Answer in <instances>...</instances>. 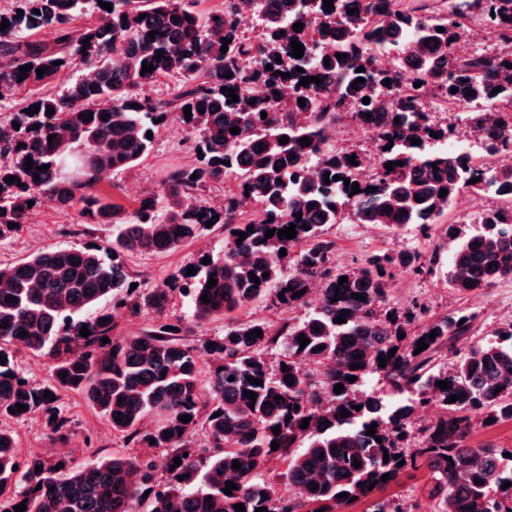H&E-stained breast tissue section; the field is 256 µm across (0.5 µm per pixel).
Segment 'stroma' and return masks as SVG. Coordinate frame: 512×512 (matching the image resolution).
<instances>
[{"label":"stroma","instance_id":"35a3bbf8","mask_svg":"<svg viewBox=\"0 0 512 512\" xmlns=\"http://www.w3.org/2000/svg\"><path fill=\"white\" fill-rule=\"evenodd\" d=\"M192 159L190 137L175 127L162 126L156 129L152 151L145 160L127 172L103 177L96 190L130 212L147 193L161 191L163 176L171 166L187 164ZM466 203L484 209L493 206L495 200L475 195L467 189L461 190L452 201L448 218L442 223L432 225L426 232L411 226L398 235L355 223L351 216H344L340 224L329 230L330 237L336 242L337 262L351 270L363 265L375 253L429 256L434 246L445 242L450 224L463 221L461 207ZM80 209L77 203L62 209L48 199L39 200L20 230L0 242V261L17 260L38 249L78 247L93 239L108 238L110 228L84 223ZM223 243L224 233L218 229L203 234L174 252L135 254L128 257L126 263L131 270L140 272L143 278L158 283L168 274L196 262L205 252L219 250ZM392 272L389 301L393 306L403 308L419 302L429 307L435 316L475 312L480 316L481 332L485 335L500 323L512 320V282L499 284L482 293L464 294L440 272L419 277L398 264L394 265ZM63 402L71 419L67 440H51L43 415L34 413L14 426L21 454H65L74 466L115 453L136 456V449L124 448L122 440L106 419L82 396L70 392L64 396Z\"/></svg>","mask_w":512,"mask_h":512}]
</instances>
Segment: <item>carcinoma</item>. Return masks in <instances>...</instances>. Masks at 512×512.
Wrapping results in <instances>:
<instances>
[{"instance_id":"carcinoma-1","label":"carcinoma","mask_w":512,"mask_h":512,"mask_svg":"<svg viewBox=\"0 0 512 512\" xmlns=\"http://www.w3.org/2000/svg\"><path fill=\"white\" fill-rule=\"evenodd\" d=\"M101 1L112 10L100 7ZM245 4L260 5L264 32L257 42L241 36L240 0H224L221 10L204 17L185 0H11L0 11V20L9 23L0 30V99L29 84L55 81L77 57L90 63L61 93L41 95L0 123V240L18 231L9 224H23L28 202L41 196L62 208L76 200L85 223L115 230L112 239L94 247L38 250L0 264V512H15L22 502L25 512H140L145 493L149 512H236L239 503L245 512H337L353 497L368 496L370 483L384 490L421 468L439 512H512V486L502 488L512 483V457L503 449L468 444L475 418L485 426L512 421V320L474 341L475 313L426 321L429 309L421 304L391 308L387 267L395 258L375 254L363 266L344 270L336 265V242L327 236L348 209L356 223L394 234L435 224L448 214L457 192L469 188L500 205L473 217L464 236H451L448 279L463 294L512 280V161L505 159L512 150V68L505 67L512 63V0H362L354 15L348 14L347 0H333L328 11L324 0ZM87 14L99 21L72 29ZM297 22L303 24L300 32L293 29ZM474 29L483 30L493 48L457 53L462 36ZM38 33L50 38L32 39ZM225 38L231 43L223 53ZM293 41L304 46L299 59ZM338 53L345 58L337 59ZM379 53L392 55L388 66L374 65ZM144 62L154 70L142 71ZM25 65L31 70L21 81ZM44 66L40 78L36 69ZM311 76L323 83L300 85ZM162 77L181 81L174 96L138 93ZM358 78L364 82L355 83ZM453 87L458 92L451 93ZM231 89L238 101L229 104ZM36 105L39 111L28 113ZM462 109L468 123L484 131L483 154L429 150L432 131L439 139L463 136L456 123L435 122L434 113ZM344 117L376 129L382 150L369 182L360 177L364 157L335 145V126ZM158 123L199 135L194 161L169 169L163 194L148 195L126 212L94 188L103 176L128 171L151 152L146 133ZM233 127L239 133H230ZM284 135L289 142L281 144ZM305 136L311 145H300ZM412 138L420 143L412 144ZM352 155L355 165L348 162ZM44 165L47 171H37ZM326 172L340 179L327 184ZM232 174L239 178L234 186L228 185ZM9 176L15 182H7ZM355 184L360 192L354 195ZM221 185L224 205L196 199L198 191ZM209 220L224 229L227 245L210 255V263L197 261L196 273L183 268L148 286L125 266L127 253L181 248L210 231ZM292 223L295 238L265 237V231ZM239 232L245 233L242 241ZM297 243L305 247L289 269ZM441 251L439 246L427 262L404 266L415 274L431 272ZM255 276L260 283L253 282ZM343 276L348 281L341 284ZM211 278L217 284L208 289ZM178 288L191 296L195 319H228L224 338L204 341L212 362L207 372L194 347L183 342L182 328L167 329L166 309ZM316 288L322 299L301 318L272 325L235 316L257 301L307 307ZM204 294L210 303L201 301ZM333 297L338 301L331 302ZM108 298L112 306H100ZM144 312L151 318L141 332L115 334L119 319ZM341 314L346 322H334ZM85 325L87 337L80 335ZM258 330L263 336H256ZM302 334L310 339L303 349ZM421 340L428 347L418 353ZM21 352L52 362L48 381L19 373ZM381 356L387 358L383 368ZM305 361L321 368L319 384L300 370ZM356 363L360 368L350 369ZM374 375L382 388L368 387ZM351 376L357 380L348 382ZM337 384L343 385L338 394ZM47 391L55 400L44 398ZM66 392L83 396L107 418L124 447L166 449L165 474L148 455L114 454L78 467L64 457L22 455L12 424L32 413H42L51 433L66 438L71 420L60 403ZM452 395L459 399L449 402ZM17 403L28 409L10 412ZM343 409L349 411L345 418ZM425 414L418 444L406 447L400 435ZM182 415L191 420L181 421ZM305 418L309 426L303 429ZM372 424L376 433L368 436ZM200 427L207 432L203 447L194 441ZM175 457L181 458L177 467ZM272 459L284 462L295 497L257 478ZM235 460L241 469L233 468ZM384 474L391 478L381 481ZM228 481L236 484L230 495L224 493ZM343 492L348 497H338ZM372 512L412 508L388 498Z\"/></svg>"}]
</instances>
